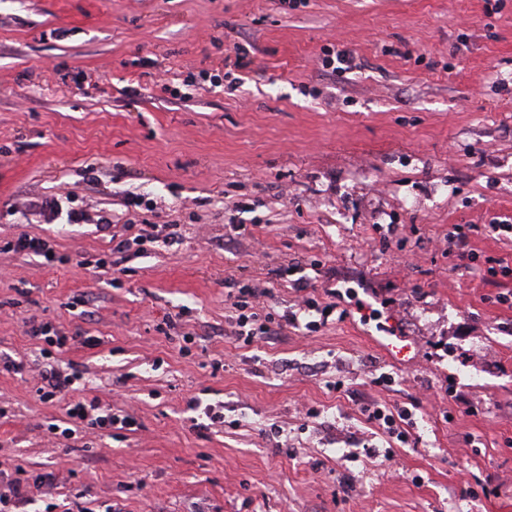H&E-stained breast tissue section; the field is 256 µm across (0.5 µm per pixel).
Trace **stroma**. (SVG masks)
Returning <instances> with one entry per match:
<instances>
[{"label": "stroma", "mask_w": 512, "mask_h": 512, "mask_svg": "<svg viewBox=\"0 0 512 512\" xmlns=\"http://www.w3.org/2000/svg\"><path fill=\"white\" fill-rule=\"evenodd\" d=\"M235 43L254 59L237 90L171 100ZM343 48L352 69L323 67ZM63 190L111 231L28 210ZM131 193L161 206L129 210ZM233 200L254 205L252 235L226 236ZM130 221L184 240L129 258L116 288L81 262ZM456 224L476 249L466 272ZM22 233L62 260L0 252V350L40 359L33 317L100 337L64 358L86 396L117 390L141 424L60 438L62 404L0 372V457L55 470L72 512H512V0H0V242ZM292 263L311 289L329 271L376 290L412 362L351 301L318 332L237 341L226 278L267 280L291 306ZM194 396L223 404L222 430L194 428ZM371 400L410 410L408 443L365 421Z\"/></svg>", "instance_id": "1"}]
</instances>
